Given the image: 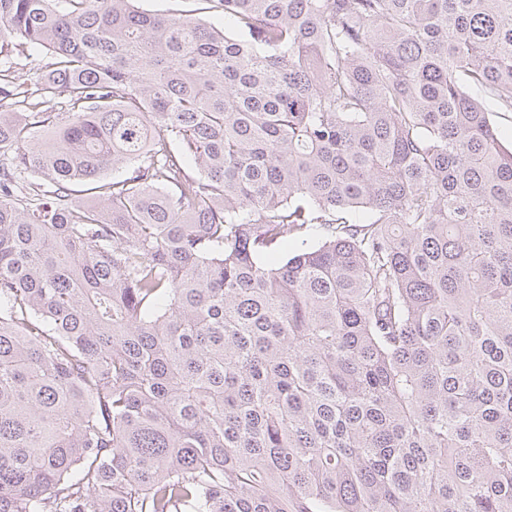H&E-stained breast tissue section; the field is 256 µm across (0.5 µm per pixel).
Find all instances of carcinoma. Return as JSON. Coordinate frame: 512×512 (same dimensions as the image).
<instances>
[{"label":"carcinoma","mask_w":512,"mask_h":512,"mask_svg":"<svg viewBox=\"0 0 512 512\" xmlns=\"http://www.w3.org/2000/svg\"><path fill=\"white\" fill-rule=\"evenodd\" d=\"M211 2L0 0V512H512V0ZM140 8L164 14H190L188 12L199 7L198 2L192 0H139L136 2Z\"/></svg>","instance_id":"1"}]
</instances>
